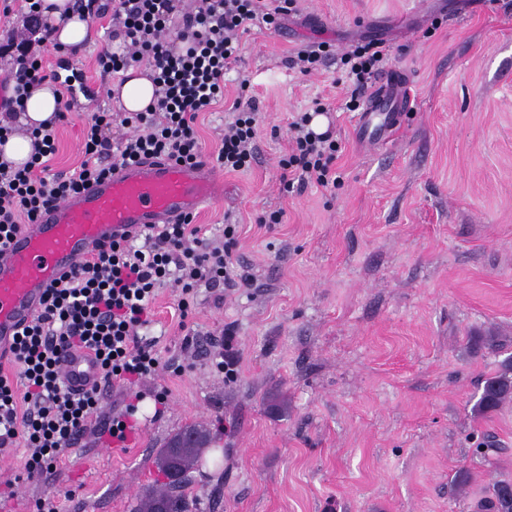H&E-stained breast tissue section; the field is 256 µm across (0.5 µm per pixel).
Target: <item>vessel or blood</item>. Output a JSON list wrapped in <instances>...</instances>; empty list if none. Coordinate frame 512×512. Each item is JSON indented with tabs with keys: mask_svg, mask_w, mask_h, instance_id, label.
<instances>
[{
	"mask_svg": "<svg viewBox=\"0 0 512 512\" xmlns=\"http://www.w3.org/2000/svg\"><path fill=\"white\" fill-rule=\"evenodd\" d=\"M411 99L408 79L393 73L381 79L358 114L359 137L388 139ZM219 188L207 158L192 164L146 158L43 207L0 254V358L9 359L16 336L42 309L56 278L144 225L174 224L196 213ZM62 371L76 389H91L99 381L94 357L86 350L69 351Z\"/></svg>",
	"mask_w": 512,
	"mask_h": 512,
	"instance_id": "1",
	"label": "vessel or blood"
}]
</instances>
